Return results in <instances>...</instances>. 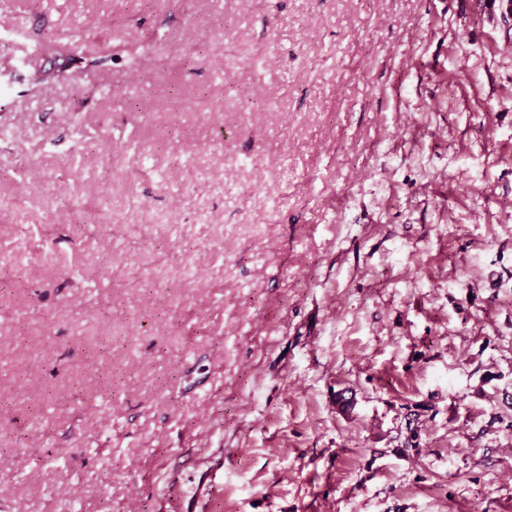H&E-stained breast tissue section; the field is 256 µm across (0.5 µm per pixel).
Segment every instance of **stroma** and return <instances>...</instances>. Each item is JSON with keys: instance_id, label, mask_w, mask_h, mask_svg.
<instances>
[{"instance_id": "1", "label": "stroma", "mask_w": 512, "mask_h": 512, "mask_svg": "<svg viewBox=\"0 0 512 512\" xmlns=\"http://www.w3.org/2000/svg\"><path fill=\"white\" fill-rule=\"evenodd\" d=\"M507 2L0 0V512H512Z\"/></svg>"}]
</instances>
